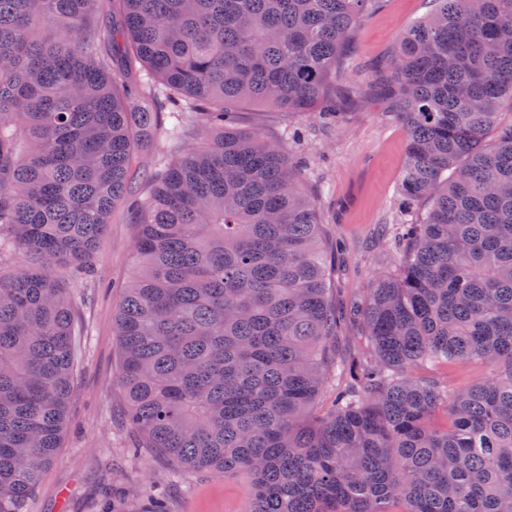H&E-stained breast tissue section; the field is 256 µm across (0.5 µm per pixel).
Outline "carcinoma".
Returning a JSON list of instances; mask_svg holds the SVG:
<instances>
[{"label": "carcinoma", "instance_id": "carcinoma-1", "mask_svg": "<svg viewBox=\"0 0 512 512\" xmlns=\"http://www.w3.org/2000/svg\"><path fill=\"white\" fill-rule=\"evenodd\" d=\"M372 79L407 129L395 269L336 351L320 220L240 104L336 112L378 0H0V512L67 427L76 300L151 129L203 140L139 198L116 322L125 420L177 476L246 471L244 512H512V0H432ZM450 176H445V173ZM425 211H418L421 203ZM484 363L470 386L413 367ZM330 412L310 411L328 381ZM134 512H168L148 490Z\"/></svg>", "mask_w": 512, "mask_h": 512}]
</instances>
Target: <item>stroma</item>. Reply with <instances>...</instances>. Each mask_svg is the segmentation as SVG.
<instances>
[{"label": "stroma", "instance_id": "stroma-1", "mask_svg": "<svg viewBox=\"0 0 512 512\" xmlns=\"http://www.w3.org/2000/svg\"><path fill=\"white\" fill-rule=\"evenodd\" d=\"M430 8L429 0H381L356 23L348 63L336 75L345 124L332 127L315 114L266 104L246 105L238 115L239 127L260 131L297 162L321 217L329 296L340 306L363 301L372 281L397 261L391 237L400 222L395 202L407 144V129L385 99H355L348 90L365 84ZM134 216V210L117 206L93 257L96 276L75 311L86 344L74 373L70 421L27 512H101L105 495L119 503L142 488L162 492L170 512H243L253 491L249 473L198 472L176 482L154 449L136 456L128 451L135 435L123 420L115 319L137 271Z\"/></svg>", "mask_w": 512, "mask_h": 512}]
</instances>
